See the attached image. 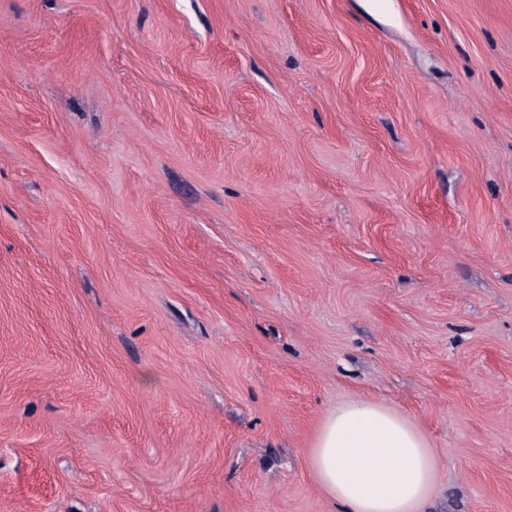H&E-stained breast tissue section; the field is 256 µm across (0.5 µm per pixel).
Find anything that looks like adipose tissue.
<instances>
[{"label":"adipose tissue","instance_id":"ef3b65f1","mask_svg":"<svg viewBox=\"0 0 512 512\" xmlns=\"http://www.w3.org/2000/svg\"><path fill=\"white\" fill-rule=\"evenodd\" d=\"M310 464L344 512H424L436 474L425 437L401 415L369 401L327 414Z\"/></svg>","mask_w":512,"mask_h":512}]
</instances>
